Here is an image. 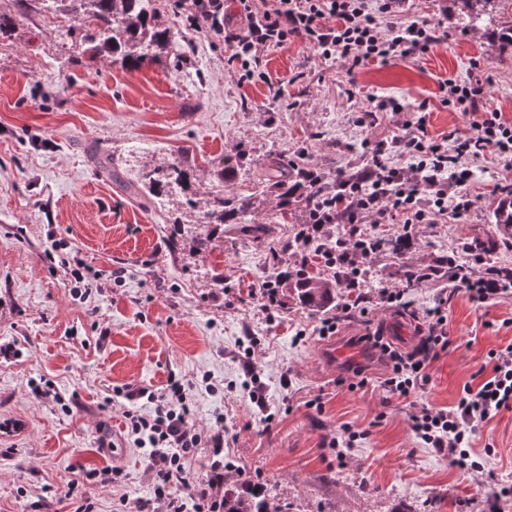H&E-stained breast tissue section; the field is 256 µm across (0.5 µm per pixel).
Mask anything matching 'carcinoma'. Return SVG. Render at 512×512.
<instances>
[{"label":"carcinoma","instance_id":"1","mask_svg":"<svg viewBox=\"0 0 512 512\" xmlns=\"http://www.w3.org/2000/svg\"><path fill=\"white\" fill-rule=\"evenodd\" d=\"M42 8L66 15L70 25L63 31L65 39L75 41L83 58L94 62L109 57L123 68L139 69L144 65L172 59L183 60L181 29L157 19L156 0H39ZM467 8L466 29L474 35L485 36L501 51L512 53V24H495V9L500 5L512 7V0H461ZM90 25L93 31L76 37L78 28ZM218 179L225 185L235 182L239 174L257 179L258 189L245 196L224 190L209 192L203 201L188 199L186 204L194 214L193 223L207 224L205 237L197 240L198 249L206 250L214 241L224 240V225L235 224L251 241L266 244L270 225L247 221L258 209L263 196L274 197L277 217L306 223L310 208L322 192L341 191L342 179L324 181V176L299 154L288 155L285 150L269 152L258 165L244 152L220 161ZM196 178L195 169L183 154L171 156L163 166L142 174V183L129 188L134 195L142 189L156 197L169 196L173 189L186 195ZM492 223L504 233L512 230V190L501 193L492 210ZM282 296L315 313H330L340 305L339 284L325 270H305L286 279L280 288ZM224 512H290L286 497L263 484L244 488L238 481V470L228 466L224 472Z\"/></svg>","mask_w":512,"mask_h":512}]
</instances>
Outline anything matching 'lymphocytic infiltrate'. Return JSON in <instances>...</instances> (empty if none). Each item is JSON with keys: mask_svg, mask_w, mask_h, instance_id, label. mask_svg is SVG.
<instances>
[{"mask_svg": "<svg viewBox=\"0 0 512 512\" xmlns=\"http://www.w3.org/2000/svg\"><path fill=\"white\" fill-rule=\"evenodd\" d=\"M235 14H227L224 0H176L175 13L190 30L222 42L234 65L238 82L269 81L263 64L265 50L284 49L302 41L317 58L337 61L347 74L373 63L393 59H418L433 44L447 41L442 24L419 19L413 13L395 11L396 0H234ZM242 20L240 27L230 17ZM442 104L453 107L463 118L462 127L443 136L427 128V103L413 110L393 99L362 95L351 87L348 97L365 96L367 106L358 118L363 127L374 126L378 113L401 116V132L388 140L366 145L365 166L345 180L343 198L321 195L297 234L296 248L288 269L301 272L310 263L335 271L351 293L341 317L321 321L319 335L332 336L340 318L368 317L372 307L402 305L407 287L379 289L375 296L360 288L374 253L366 249L371 228L392 225L399 239L416 238L420 225L461 220L471 210L470 165L494 155L504 168H512V123L503 120L492 105V81L487 77L449 78L441 82ZM339 225L335 243H328L325 229ZM465 264L449 261L450 281L477 304L512 296V268L488 259L485 251L469 248ZM425 334L411 353L391 349L382 332L369 341L386 363V391L407 399L424 391L429 382L427 367L446 350L448 301L439 298L425 312ZM213 390L209 376L200 383H185L169 377L164 387H142L128 392V399L146 400L151 409L143 413L125 410V427L137 448L142 449L145 472L155 482L151 503H136L135 512H184L182 489L192 491L194 512H223L215 490L224 480V466L214 463L205 478L191 477L186 463L197 449L222 453L224 430L206 432L191 422L187 401L195 386ZM512 410V347L494 354L492 371L480 385L464 386L456 406L438 409L418 405L411 416V430L429 448L438 449L459 470L474 474L484 468L473 455L472 440L480 427L500 411Z\"/></svg>", "mask_w": 512, "mask_h": 512, "instance_id": "1", "label": "lymphocytic infiltrate"}]
</instances>
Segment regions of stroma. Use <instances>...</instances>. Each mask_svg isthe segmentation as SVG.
Segmentation results:
<instances>
[{
  "label": "stroma",
  "instance_id": "1",
  "mask_svg": "<svg viewBox=\"0 0 512 512\" xmlns=\"http://www.w3.org/2000/svg\"><path fill=\"white\" fill-rule=\"evenodd\" d=\"M412 11L443 21L447 42L415 61L374 63L348 76L337 63L312 56L302 43L266 52L279 88L239 83L223 46L184 31L183 67L153 64L126 70L104 60L82 64L59 35L67 18L41 10L38 0H0L15 26L0 37V343L16 354L0 358V512H73L68 484L95 512H118L121 496L148 503L154 483L139 448L125 432L116 392L161 386L169 374L188 381L209 374L215 391L196 390L190 402L197 427L224 419L225 461L242 478L275 486L299 512H512V410L480 428L473 442L485 470L467 475L435 449L418 443L412 405L382 387L385 369L364 353L360 363L329 358L333 344L358 346L383 329L403 352L420 341L423 312L448 288L439 280L408 289L406 307L379 308L369 321H345L337 335L320 337L319 316L284 305L267 316L251 291L270 272L271 249L293 241L272 202L256 219L270 224L272 245H259L225 226L223 241L197 251L199 225L174 238L185 211L176 202L145 204L126 184L182 150L198 167L192 186L205 197L217 185L214 165L243 150L262 160L270 148L306 150L319 172L362 170L363 142L397 134L395 117L357 126L362 99L350 83L408 107L428 102V129L441 135L462 116L440 103L439 82L466 76L480 60L493 79V104L512 122V59L464 27L460 0H413ZM113 156L117 177L98 173L91 152ZM483 193L464 222L422 227L406 259L423 264L461 247L496 241L494 256L512 267V239L490 222L497 196L492 179L512 181L494 157L472 168ZM81 260L101 278L88 300L73 297L66 264ZM403 259V260H406ZM403 260L384 254L368 267L371 286L400 284ZM124 270L122 284L112 282ZM223 274L216 286L214 274ZM400 325L409 339L390 332ZM451 343L430 362L421 402L452 407L464 385L488 377L492 352L512 345V299L482 305L465 293L448 302ZM257 340V365L273 414L260 423L243 380V343ZM369 383L351 389L355 367ZM52 385L70 410L40 401L34 386ZM366 439L337 457L327 445L343 425ZM114 440L120 454L99 446ZM116 467L125 480L105 488L83 471Z\"/></svg>",
  "mask_w": 512,
  "mask_h": 512
}]
</instances>
